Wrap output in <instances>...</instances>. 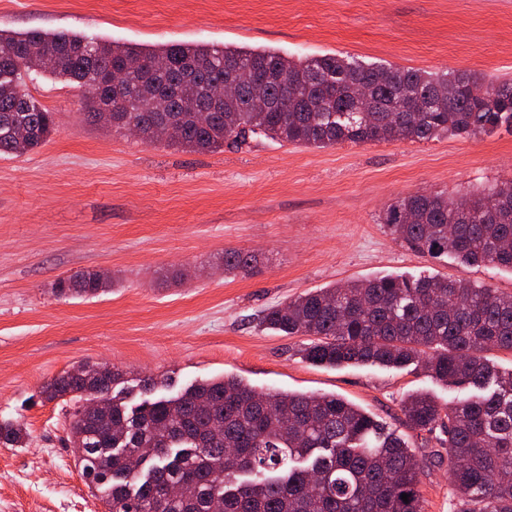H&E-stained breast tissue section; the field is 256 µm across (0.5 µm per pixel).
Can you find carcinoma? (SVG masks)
Wrapping results in <instances>:
<instances>
[{"label":"carcinoma","mask_w":512,"mask_h":512,"mask_svg":"<svg viewBox=\"0 0 512 512\" xmlns=\"http://www.w3.org/2000/svg\"><path fill=\"white\" fill-rule=\"evenodd\" d=\"M128 59L146 68L118 85L104 80ZM33 73L88 86L112 109V127H135L144 140L170 124L178 135L169 145L191 151H221L254 135L324 148L512 129V83L475 72L200 44L147 50L76 33L0 30V154L33 151L55 133L54 113L22 90ZM231 75L237 92L226 96ZM158 93L168 96L169 111H152ZM384 224L434 259L512 271V178L454 199L398 197ZM252 262L248 253L224 251L227 274L245 275ZM107 287L85 271L57 280L53 291L92 296ZM259 324L310 337L299 354L313 366L416 364L456 390L445 405L428 393L409 395L404 421L448 435L457 512H512V370L486 357L512 352V294L460 278L386 274L305 292L263 310ZM122 379L85 364L40 390L45 401L67 396L77 404L94 391L107 395L89 413L75 409L69 438L107 512H422L423 461L403 435L341 397L263 391L225 375L130 408L112 394ZM24 438L21 426L0 421L1 447ZM168 487L186 494L170 496Z\"/></svg>","instance_id":"cac0c4a2"}]
</instances>
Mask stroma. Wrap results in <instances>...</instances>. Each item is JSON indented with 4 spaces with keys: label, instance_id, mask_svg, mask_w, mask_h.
Returning a JSON list of instances; mask_svg holds the SVG:
<instances>
[{
    "label": "stroma",
    "instance_id": "stroma-1",
    "mask_svg": "<svg viewBox=\"0 0 512 512\" xmlns=\"http://www.w3.org/2000/svg\"><path fill=\"white\" fill-rule=\"evenodd\" d=\"M0 30L80 33L143 48L170 43L343 53L366 63L476 71L512 82V0H0ZM55 114L41 148L0 155V420L28 433L0 447V512H106L68 441L72 408L41 386L83 362L123 371L132 403L232 375L260 388L338 395L401 424L402 400L451 389L415 366L304 362L302 337L259 327L264 309L382 273L464 278L512 293V272L418 254L383 222L395 198L477 191L512 177V132L326 148L255 137L217 152L143 143L87 121L75 82L27 79ZM256 258L224 273V252ZM104 270L92 298L56 280ZM151 376V391L138 385ZM409 440L424 467V512H453L437 434Z\"/></svg>",
    "mask_w": 512,
    "mask_h": 512
}]
</instances>
